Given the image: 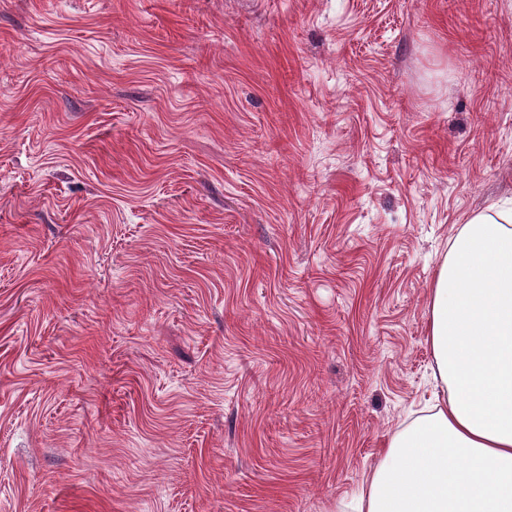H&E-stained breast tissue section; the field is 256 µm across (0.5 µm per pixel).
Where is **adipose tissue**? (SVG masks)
<instances>
[{"instance_id": "obj_1", "label": "adipose tissue", "mask_w": 512, "mask_h": 512, "mask_svg": "<svg viewBox=\"0 0 512 512\" xmlns=\"http://www.w3.org/2000/svg\"><path fill=\"white\" fill-rule=\"evenodd\" d=\"M427 342L432 403L389 436L351 512H512V207L459 225Z\"/></svg>"}]
</instances>
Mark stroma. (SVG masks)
Wrapping results in <instances>:
<instances>
[{
  "instance_id": "1",
  "label": "stroma",
  "mask_w": 512,
  "mask_h": 512,
  "mask_svg": "<svg viewBox=\"0 0 512 512\" xmlns=\"http://www.w3.org/2000/svg\"><path fill=\"white\" fill-rule=\"evenodd\" d=\"M512 202V0H0V512H336Z\"/></svg>"
}]
</instances>
